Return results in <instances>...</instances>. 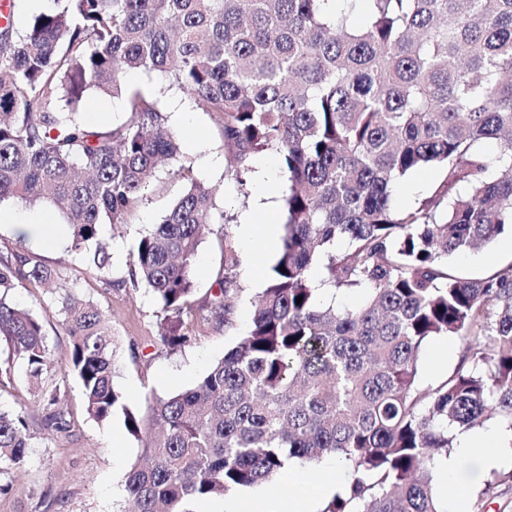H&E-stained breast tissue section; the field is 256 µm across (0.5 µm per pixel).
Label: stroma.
<instances>
[{
    "label": "stroma",
    "mask_w": 512,
    "mask_h": 512,
    "mask_svg": "<svg viewBox=\"0 0 512 512\" xmlns=\"http://www.w3.org/2000/svg\"><path fill=\"white\" fill-rule=\"evenodd\" d=\"M126 81L143 91L158 94L175 131L187 126L196 131L197 141L181 143L186 156L196 160L206 152L218 159V166H201L197 172L213 187L217 211L231 217L233 226H241L249 220L257 224H282L280 208H273L266 214L255 211V173L260 164H268L276 172L278 190L287 188L284 178L278 174L277 155L251 156L244 182H237L226 173L224 139L209 113L194 107L187 94L169 86L167 79L158 74L134 71L128 74ZM124 112L122 97L92 91L85 99L81 117L90 125L108 130L122 121ZM443 177L442 170L432 166L410 174L402 180L394 198L395 209L416 207L438 187ZM182 189L181 181L170 175L167 168H160L151 180L148 202L133 221L115 227L103 226L100 238L111 256L109 277L105 280L68 252L69 230L62 216L54 218L57 233L53 242L20 232V225L36 222L49 213V206L31 207L10 202L16 221L0 224V254L19 249L57 270L63 292L96 305L110 319L123 349H135V357L126 359L116 385L124 393L128 407L143 416L148 413L151 395L168 396L192 387L225 351L247 334L252 301L266 287L277 259L273 251L249 257L243 243H236L240 257L239 293L232 323L226 327L212 321L209 302L217 290L216 278L224 264L221 247L224 226L213 224L197 256L194 275L197 304L187 320L191 340L173 352L164 348L158 340L160 307L151 292L132 287L128 274L129 253L141 235L159 222ZM450 263L456 271L470 277L512 265V234H504L486 247L451 257ZM13 300L41 317L50 348L57 360H64L67 331L62 315L44 287L27 282L20 284ZM462 346V341L452 336L425 343L419 361L424 384L434 383L450 373ZM63 386L66 390L63 409L73 425L68 437H58L43 429L42 414L27 389L23 370H16L14 383L0 387V409L27 414L33 432L24 467L0 474V512H122L126 497L125 473L140 455L142 442L127 431L122 414H115L107 423L90 419L84 409L80 385L74 377H66Z\"/></svg>",
    "instance_id": "stroma-1"
}]
</instances>
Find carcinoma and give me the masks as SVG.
Listing matches in <instances>:
<instances>
[{
	"mask_svg": "<svg viewBox=\"0 0 512 512\" xmlns=\"http://www.w3.org/2000/svg\"><path fill=\"white\" fill-rule=\"evenodd\" d=\"M20 31L0 26V203L58 208L70 251L104 276V224H128L159 165L184 184L130 254L171 350L191 339L198 247L213 191L184 156L155 94L124 84L159 72L215 117L230 172L273 152L288 190L284 236L251 328L191 388L156 397L143 419L115 385L121 345L91 304L57 300L68 372L89 418L124 416L140 437L124 512H189L195 500L271 485L291 459L335 456L348 489L322 512H442L436 462L487 420L512 433V265L482 278L448 259L512 229V0H54ZM365 25L351 21L358 5ZM122 93L126 120L79 121L90 91ZM494 140L500 151L482 144ZM444 179L397 211L399 182L424 166ZM347 242L343 250L336 242ZM239 256L224 225V273L210 302L230 324ZM285 271H280L279 267ZM54 271L0 255V339L23 363L45 426L67 437L64 391L38 315L12 300ZM364 293L338 310L319 287ZM302 297L301 304L296 298ZM465 341L453 371L425 386L422 345ZM24 414L0 411V473L25 463ZM512 468L469 512H486Z\"/></svg>",
	"mask_w": 512,
	"mask_h": 512,
	"instance_id": "cac0c4a2",
	"label": "carcinoma"
}]
</instances>
